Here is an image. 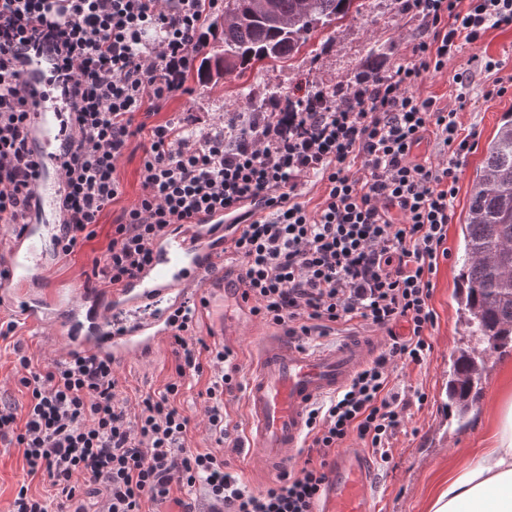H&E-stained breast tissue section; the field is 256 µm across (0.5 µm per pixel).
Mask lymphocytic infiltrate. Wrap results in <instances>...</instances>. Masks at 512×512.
<instances>
[{
    "label": "lymphocytic infiltrate",
    "instance_id": "f902f5d3",
    "mask_svg": "<svg viewBox=\"0 0 512 512\" xmlns=\"http://www.w3.org/2000/svg\"><path fill=\"white\" fill-rule=\"evenodd\" d=\"M421 33L396 62L365 81L307 89L290 112L253 113L248 122L202 132L176 115L150 110L188 94L189 74L208 46L205 22L224 0H0V226L20 231L42 162L27 136L33 103L18 53L51 61V82L66 104L70 134L62 148L66 221L55 245L68 256L97 236L122 193L117 173L140 155V193L116 218L93 263L95 285L119 287L152 261V244L199 214L235 212L259 202L231 250L240 298L250 312L303 344L368 325L406 323L408 335L311 408V458L260 491L227 472L225 449H239L224 411L240 366L226 345L194 337L188 312L172 320L177 381L130 404L110 359L75 353L47 364L17 353L25 415L0 397V440L21 448L25 476L7 512H50L79 498L78 476L101 485L102 512H143L166 502L173 485L202 486L207 512H315L327 458L350 438L381 465L406 407L390 389L394 364L422 365L436 314L433 278L448 257L462 158L476 131L462 132L453 109L418 97L426 74L481 40L512 28V0H400ZM434 141L445 159H419ZM317 182L316 205L301 191ZM208 376L204 422L213 442L189 447L191 420L176 404L180 381ZM46 480L48 494L30 490Z\"/></svg>",
    "mask_w": 512,
    "mask_h": 512
}]
</instances>
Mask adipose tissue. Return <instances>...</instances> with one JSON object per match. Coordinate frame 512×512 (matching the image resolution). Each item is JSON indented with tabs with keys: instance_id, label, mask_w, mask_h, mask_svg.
<instances>
[{
	"instance_id": "ef3b65f1",
	"label": "adipose tissue",
	"mask_w": 512,
	"mask_h": 512,
	"mask_svg": "<svg viewBox=\"0 0 512 512\" xmlns=\"http://www.w3.org/2000/svg\"><path fill=\"white\" fill-rule=\"evenodd\" d=\"M496 414L481 447L450 469L430 497L429 512H512V382L494 394Z\"/></svg>"
}]
</instances>
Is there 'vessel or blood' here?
Segmentation results:
<instances>
[{"mask_svg":"<svg viewBox=\"0 0 512 512\" xmlns=\"http://www.w3.org/2000/svg\"><path fill=\"white\" fill-rule=\"evenodd\" d=\"M25 88L35 106L28 115L30 137L44 174L22 233L0 235V306L16 312L53 352L110 358L114 369L151 358L172 334L171 314L194 304L209 334L224 335V301L237 297L229 267L239 215L215 212L176 226L154 245L153 261L137 278L94 296L32 295L48 266L47 242L61 220L60 150L67 137L65 106L49 89L47 57L22 53ZM381 349L366 331L322 349L300 347L284 333L265 329L254 341L247 377L249 446L267 474H278L300 457L310 406L342 390ZM375 471L358 448L342 450L327 473L317 512H375Z\"/></svg>","mask_w":512,"mask_h":512,"instance_id":"1","label":"vessel or blood"}]
</instances>
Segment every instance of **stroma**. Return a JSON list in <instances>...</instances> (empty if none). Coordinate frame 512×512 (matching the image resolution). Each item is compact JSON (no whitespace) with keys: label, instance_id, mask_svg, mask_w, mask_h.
Segmentation results:
<instances>
[{"label":"stroma","instance_id":"obj_1","mask_svg":"<svg viewBox=\"0 0 512 512\" xmlns=\"http://www.w3.org/2000/svg\"><path fill=\"white\" fill-rule=\"evenodd\" d=\"M420 33L417 19L402 14L391 0H365L360 13L351 15L328 27L318 29L291 62L290 66L268 63L243 76L226 75L207 83L189 78L192 91L164 105L160 118L182 113L192 118L199 130L205 131L219 121H231L244 112L265 110L272 99L293 97L298 86L329 88L367 70L373 61L371 46L386 50L405 47L407 41ZM501 61V70H485L484 58ZM469 71L467 86L455 84L454 77ZM512 75V29L491 28L476 44L466 46L457 57L448 61L447 69L439 74L424 75L415 91L423 98H434L442 108L459 112L463 129H475L479 136L478 150L463 160L459 170V191L454 201L456 216H463L470 181L480 166L481 149L494 135L502 113L512 112V93L493 100L484 99L482 90L498 78ZM139 156H125L119 163L118 174L124 194L101 220L97 238L81 251L59 257L42 279L46 288H67L78 295L87 294L85 281L93 261L100 257L111 231V224L122 207L133 202L140 190ZM459 242L457 224L448 226L450 257L441 261L434 280L431 305L436 322L430 340L434 350L423 366L397 368L393 383L403 391L407 406L405 421L392 440L393 461L377 470L376 512H427L429 495L437 481L447 475L451 465L462 460L469 449L477 447L481 428L489 418L487 401H480L472 421L459 426L449 417L446 408L448 365L457 349L468 338L457 315L454 299L456 266L452 258ZM176 357L172 346L153 359L132 361L120 370L119 377L129 399L145 392L162 390L175 380ZM206 378H185L177 405L189 416L194 428L189 437L193 448H206L210 438L201 428L203 400L201 391ZM426 392L428 401L418 405L414 390ZM25 461L19 448L0 441V512H5L12 500L17 483L24 475Z\"/></svg>","mask_w":512,"mask_h":512}]
</instances>
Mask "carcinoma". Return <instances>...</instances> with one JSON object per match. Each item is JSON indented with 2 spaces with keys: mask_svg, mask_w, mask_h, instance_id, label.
<instances>
[{
  "mask_svg": "<svg viewBox=\"0 0 512 512\" xmlns=\"http://www.w3.org/2000/svg\"><path fill=\"white\" fill-rule=\"evenodd\" d=\"M224 0V49L202 58L197 77L243 75L268 60L284 65L312 33L359 12L362 0ZM457 312L474 337L448 370V411L466 423L483 392L491 358L512 351V112L484 149L459 224Z\"/></svg>",
  "mask_w": 512,
  "mask_h": 512,
  "instance_id": "cac0c4a2",
  "label": "carcinoma"
}]
</instances>
